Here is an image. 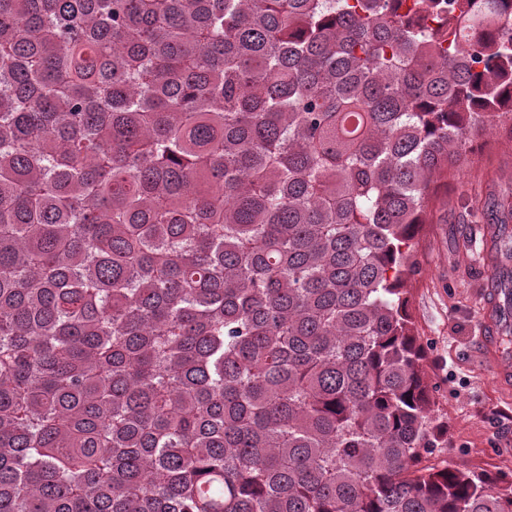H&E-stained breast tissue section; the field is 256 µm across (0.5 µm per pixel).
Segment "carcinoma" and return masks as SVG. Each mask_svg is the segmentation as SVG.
<instances>
[{"label": "carcinoma", "instance_id": "1", "mask_svg": "<svg viewBox=\"0 0 512 512\" xmlns=\"http://www.w3.org/2000/svg\"><path fill=\"white\" fill-rule=\"evenodd\" d=\"M504 118L512 0H0V512H512L406 288Z\"/></svg>", "mask_w": 512, "mask_h": 512}]
</instances>
